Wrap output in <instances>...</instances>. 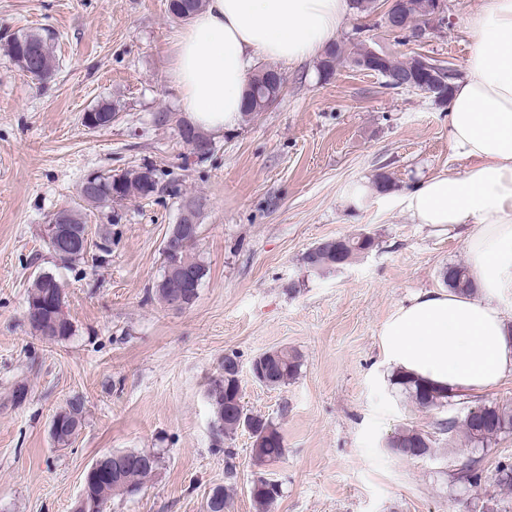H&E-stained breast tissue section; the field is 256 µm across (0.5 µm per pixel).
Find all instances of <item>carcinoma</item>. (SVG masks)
<instances>
[{
	"label": "carcinoma",
	"mask_w": 512,
	"mask_h": 512,
	"mask_svg": "<svg viewBox=\"0 0 512 512\" xmlns=\"http://www.w3.org/2000/svg\"><path fill=\"white\" fill-rule=\"evenodd\" d=\"M205 0H173L169 13L175 18L187 21L201 10ZM8 58L23 54L29 60L31 72L39 80L49 78L55 70V61L51 55L48 38L40 34H16L5 38L0 47ZM342 58L336 45H330L317 61V69L322 77L329 78L335 73L334 62ZM378 74L386 79V84L391 89H404L403 82L410 78L409 62L398 61L389 58L387 64L378 70ZM250 83L260 84L266 91L264 97L255 100L248 98L246 107L242 113V120L258 112H264L280 101L285 79L282 72L270 66L260 65L255 68L250 78ZM117 110L112 104L103 102L96 108L84 113L82 123L102 128L111 126L112 119ZM141 174L134 175L126 170L121 174H99L95 180V186L86 191L83 199L95 207H110L131 199H151L165 191L167 188L161 185L156 178L154 168L143 165ZM198 236L186 234L179 238L174 245L163 249L165 265L175 262H183L187 266L188 278L183 282L184 292L198 294V288L206 275L205 265L200 257L192 253ZM375 237L369 233H360L354 237H338L326 240L306 251L302 257L303 265L311 275L324 276L349 263L362 255V250L374 249ZM449 289L460 294L470 293L474 290V277L467 266L461 264L452 265V273L449 278L443 280ZM64 295L55 276L43 280L36 277L31 282L26 298V307H35L39 301H47L49 295ZM31 329L40 339L48 342H58L73 335L72 322L66 316H59L52 310L43 309V323L31 325ZM256 363L261 365L264 386L279 388L296 378L301 370V356L288 349H277L274 356H260ZM395 384L408 391L415 403L428 410L440 409L448 405L451 398L449 390L433 385L412 380L406 376L394 378ZM238 390L232 381L224 378L223 372L212 374L208 379V395L211 401L214 415V445L224 449L225 471L233 475L234 452L224 447L227 438L233 436L238 430V424L229 416V409L235 402ZM473 407L485 413V417H464L462 419L448 418L438 423V430L442 434H451L462 430L473 443L482 444L512 431V409L497 403L477 402ZM57 416V443L66 447L70 446L79 435L85 420L84 400L80 396L70 398L66 405L56 413ZM256 431H268L273 436L269 443V452L276 458L285 454V443L278 425L269 419L255 421ZM432 440L430 437L414 428L404 427L395 433L388 441V447L396 453L413 458L424 457L431 451ZM154 462L145 465L124 464L116 473L112 481H94L85 486L82 496L75 502L74 512H106L108 504L112 501V495L132 494L138 491L150 481L162 465L159 454H153ZM454 478L457 482L477 485L481 483L483 471L478 467V461L470 459L456 469ZM283 489H274L264 484L257 487L250 494L256 512H274L279 500L282 498Z\"/></svg>",
	"instance_id": "cac0c4a2"
}]
</instances>
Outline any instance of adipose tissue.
Segmentation results:
<instances>
[{
	"mask_svg": "<svg viewBox=\"0 0 512 512\" xmlns=\"http://www.w3.org/2000/svg\"><path fill=\"white\" fill-rule=\"evenodd\" d=\"M349 0H206L171 43L169 77L189 121L209 133L235 125L256 57L296 64L330 44ZM472 45L445 104L448 141L472 165L421 179L404 195L414 223L474 225L467 258L474 296L424 292L383 324L396 371L448 389L482 390L512 374V0L470 16Z\"/></svg>",
	"mask_w": 512,
	"mask_h": 512,
	"instance_id": "adipose-tissue-1",
	"label": "adipose tissue"
}]
</instances>
